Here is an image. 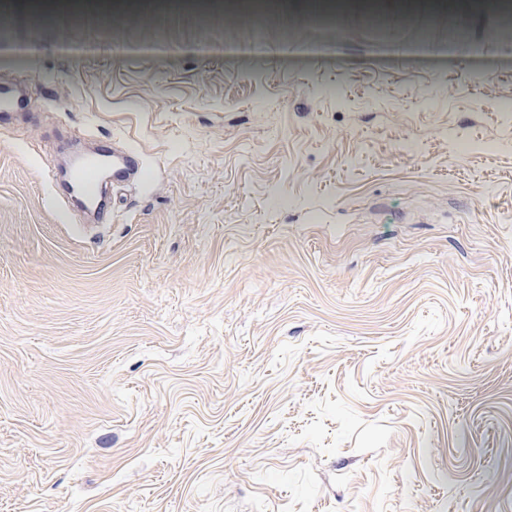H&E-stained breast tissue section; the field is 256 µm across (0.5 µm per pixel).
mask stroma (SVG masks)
I'll return each instance as SVG.
<instances>
[{
	"mask_svg": "<svg viewBox=\"0 0 512 512\" xmlns=\"http://www.w3.org/2000/svg\"><path fill=\"white\" fill-rule=\"evenodd\" d=\"M322 2L0 0V512H512V25ZM106 159V156L95 155L79 162L73 169L72 181L89 202H93L99 194Z\"/></svg>",
	"mask_w": 512,
	"mask_h": 512,
	"instance_id": "1",
	"label": "stroma"
}]
</instances>
